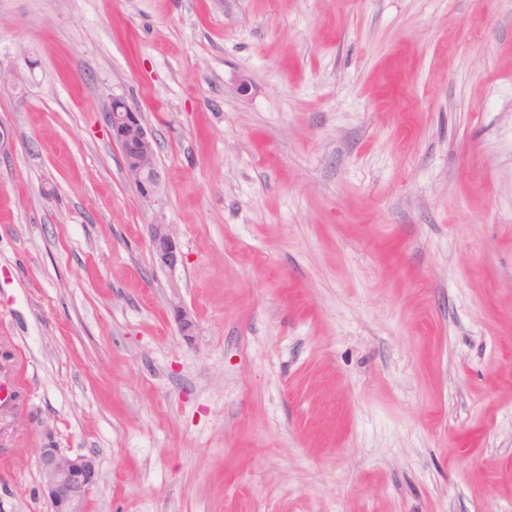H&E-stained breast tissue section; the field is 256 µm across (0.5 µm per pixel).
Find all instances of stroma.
Returning <instances> with one entry per match:
<instances>
[{
	"label": "stroma",
	"instance_id": "stroma-1",
	"mask_svg": "<svg viewBox=\"0 0 512 512\" xmlns=\"http://www.w3.org/2000/svg\"><path fill=\"white\" fill-rule=\"evenodd\" d=\"M0 71V512L47 445L80 512H512V0H0ZM105 122L118 145L126 181L147 201L158 199L165 179L158 166L156 143L149 134L137 107L121 98H113ZM148 231L153 258L161 268L175 269L183 262L170 224L155 222L149 224ZM169 307L181 332L185 336H193L197 329L196 322L194 321L191 313L183 305L178 292L175 291L172 293V296L169 299ZM43 491L53 512H76L97 480L91 455L69 456L59 448H40Z\"/></svg>",
	"mask_w": 512,
	"mask_h": 512
}]
</instances>
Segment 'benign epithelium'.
Returning <instances> with one entry per match:
<instances>
[{"label": "benign epithelium", "instance_id": "1", "mask_svg": "<svg viewBox=\"0 0 512 512\" xmlns=\"http://www.w3.org/2000/svg\"><path fill=\"white\" fill-rule=\"evenodd\" d=\"M105 122L118 145L126 181L147 201L159 198L165 179L158 166L156 143L149 134L137 107L121 98L112 99ZM155 262L162 268L174 269L183 262L171 225L155 222L148 227ZM169 307L181 332L194 335L197 325L183 305L178 292H173ZM43 491L52 512H77L97 480L96 461L91 455L69 456L58 448L39 451Z\"/></svg>", "mask_w": 512, "mask_h": 512}]
</instances>
